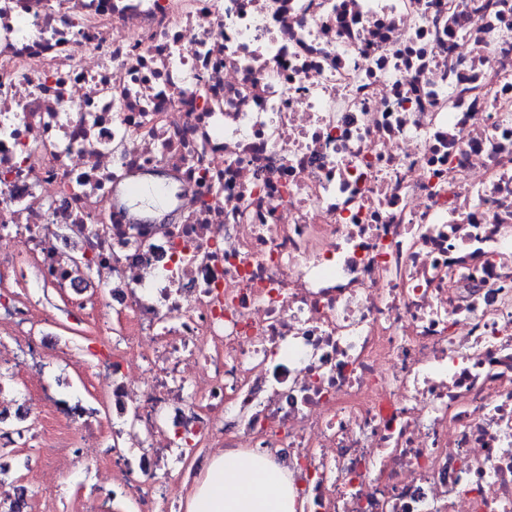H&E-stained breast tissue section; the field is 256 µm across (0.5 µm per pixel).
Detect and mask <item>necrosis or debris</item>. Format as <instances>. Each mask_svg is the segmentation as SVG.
<instances>
[{"label":"necrosis or debris","mask_w":512,"mask_h":512,"mask_svg":"<svg viewBox=\"0 0 512 512\" xmlns=\"http://www.w3.org/2000/svg\"><path fill=\"white\" fill-rule=\"evenodd\" d=\"M3 239L118 304L108 512H172L177 448L268 449L306 512H512V0H0ZM10 415L0 457L103 437Z\"/></svg>","instance_id":"necrosis-or-debris-1"}]
</instances>
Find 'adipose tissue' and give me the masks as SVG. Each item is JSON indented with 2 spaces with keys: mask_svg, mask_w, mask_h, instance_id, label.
Masks as SVG:
<instances>
[{
  "mask_svg": "<svg viewBox=\"0 0 512 512\" xmlns=\"http://www.w3.org/2000/svg\"><path fill=\"white\" fill-rule=\"evenodd\" d=\"M183 512H305L291 472L267 450L228 448L211 457Z\"/></svg>",
  "mask_w": 512,
  "mask_h": 512,
  "instance_id": "obj_1",
  "label": "adipose tissue"
}]
</instances>
